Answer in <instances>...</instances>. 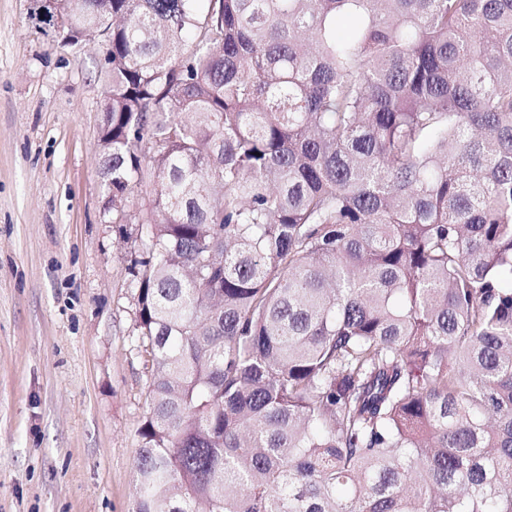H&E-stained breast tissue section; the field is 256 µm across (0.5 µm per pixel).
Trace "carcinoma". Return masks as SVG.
Segmentation results:
<instances>
[{"instance_id":"carcinoma-1","label":"carcinoma","mask_w":512,"mask_h":512,"mask_svg":"<svg viewBox=\"0 0 512 512\" xmlns=\"http://www.w3.org/2000/svg\"><path fill=\"white\" fill-rule=\"evenodd\" d=\"M46 9L112 28L134 512H512V0Z\"/></svg>"}]
</instances>
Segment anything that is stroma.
Returning <instances> with one entry per match:
<instances>
[{
	"instance_id": "1",
	"label": "stroma",
	"mask_w": 512,
	"mask_h": 512,
	"mask_svg": "<svg viewBox=\"0 0 512 512\" xmlns=\"http://www.w3.org/2000/svg\"><path fill=\"white\" fill-rule=\"evenodd\" d=\"M0 0V512H133L148 376L98 167L104 52Z\"/></svg>"
}]
</instances>
